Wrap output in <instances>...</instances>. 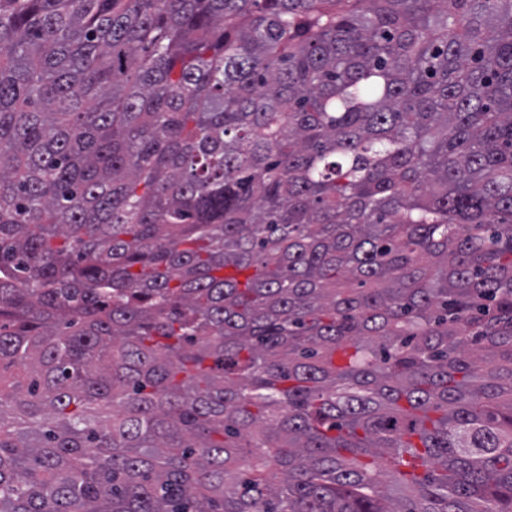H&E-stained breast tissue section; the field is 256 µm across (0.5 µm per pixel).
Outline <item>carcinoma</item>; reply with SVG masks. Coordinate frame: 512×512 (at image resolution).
<instances>
[{
	"instance_id": "1",
	"label": "carcinoma",
	"mask_w": 512,
	"mask_h": 512,
	"mask_svg": "<svg viewBox=\"0 0 512 512\" xmlns=\"http://www.w3.org/2000/svg\"><path fill=\"white\" fill-rule=\"evenodd\" d=\"M0 512H512V0H0Z\"/></svg>"
}]
</instances>
